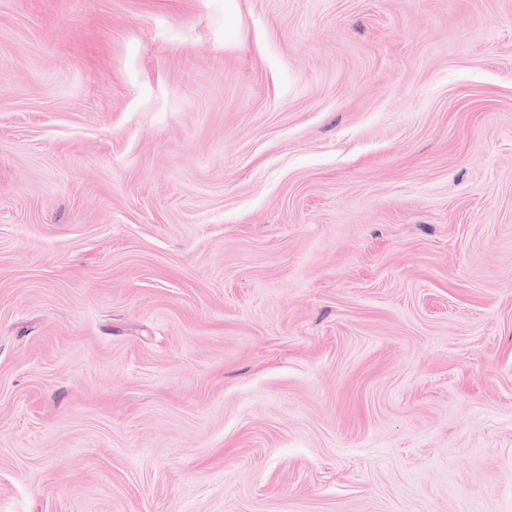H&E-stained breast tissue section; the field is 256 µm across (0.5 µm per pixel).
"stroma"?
Returning <instances> with one entry per match:
<instances>
[{"mask_svg":"<svg viewBox=\"0 0 512 512\" xmlns=\"http://www.w3.org/2000/svg\"><path fill=\"white\" fill-rule=\"evenodd\" d=\"M0 512H512V0H0Z\"/></svg>","mask_w":512,"mask_h":512,"instance_id":"obj_1","label":"stroma"}]
</instances>
